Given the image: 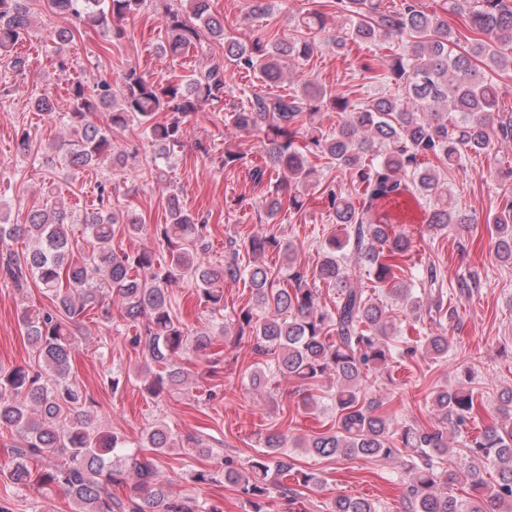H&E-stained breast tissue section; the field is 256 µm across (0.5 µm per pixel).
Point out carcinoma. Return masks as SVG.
<instances>
[{
    "label": "carcinoma",
    "mask_w": 512,
    "mask_h": 512,
    "mask_svg": "<svg viewBox=\"0 0 512 512\" xmlns=\"http://www.w3.org/2000/svg\"><path fill=\"white\" fill-rule=\"evenodd\" d=\"M35 0H0V51L18 74L27 59L12 50L26 40L33 26ZM146 0H47L48 8L80 20L102 23L112 17L110 32L119 41L128 35L122 23L135 17ZM165 6L161 52L178 61L199 43L200 30L224 42V56H215L186 75L151 80L131 67L119 89L100 81L87 91L73 82L71 112H55L50 97L36 100L39 112L56 115L68 139L36 156L49 166L62 163L73 170L100 164L126 172L129 156L114 152L112 131L138 127L154 146V166L167 163L182 147L188 119L204 106L224 101L227 67L240 73L259 72L269 86L284 79L285 62L307 60L314 52L313 35L324 32L325 14H299L300 35L284 38L259 27L249 43L224 36L223 23L209 13L208 0H179ZM345 20L346 32L336 37V49L347 43L387 40L396 50L376 71L364 70L388 88L363 100L335 95L311 81L288 95L251 91L247 105L230 111L232 126L264 134L266 159L249 171L250 180L269 184L262 206L268 223H276L283 205L300 212L306 191L316 189L325 200L339 234L321 244L313 272L296 262L293 243L276 233L230 238L229 259L219 265L206 261L210 227L204 217L183 209L179 196L167 198L170 223L158 224L154 235L168 260L143 248L133 253L112 247V225L126 224L140 235L145 225L134 212H112V178L97 184L98 207L73 218L57 201L32 207L22 224H8L0 208V239L17 236L25 250L6 256L3 266L16 283L38 281L54 310L33 307L23 312L26 334L38 357V368L0 369V427L15 433L9 462L0 467L18 487L54 486L71 498L76 512H222L217 506L169 490L160 479L157 460L129 449L125 439L95 426L88 398L71 378V337L78 317L102 308L106 319L117 309L115 330L133 329L132 343L142 348L145 390L159 397L167 386L189 379L186 355L211 344L205 333L189 335L172 313L169 288L178 279H195L199 295L213 315L224 316L222 283L243 281L257 307L271 312L258 318L255 309L233 311L235 342L251 347L260 358L251 385L262 389L272 375L297 378L315 385L332 380L327 398L336 411V424L300 447L325 458L398 459L400 482L406 486V512H512V388L500 394L502 419L470 432L473 414L484 406L481 393L459 381L454 387L431 392L440 425L430 430L391 427L378 413L382 402L365 394L363 382L373 370L390 361L427 357L448 359L450 340L444 334L407 339L393 345L397 318L388 306L363 288L351 285L345 262L353 256L368 273L372 289H386L399 300L404 318L418 322H456L457 307L448 299L469 298L479 288L470 274L445 286L436 268L412 261L414 238L399 227L408 204H428L426 224L439 235L450 224H473L474 216L452 203L444 172L463 167L469 154L490 155L512 142V113L500 112L497 85L488 72L512 63V0H448V12L465 18L471 36L455 37L448 20L428 12L417 0H402L391 10L384 0H332ZM272 0H249L248 18L259 21ZM338 114L336 127L325 133L315 117L321 110ZM109 113L99 126L88 115ZM166 114L159 120L160 114ZM322 159L348 175L349 188L316 178ZM80 222L90 249L74 244L69 225ZM495 230L498 258L512 262V192L503 195L500 211L488 219ZM249 261H238L240 250ZM283 257L280 278L272 275L266 255ZM313 277L336 291L334 309L320 303ZM158 370H153V367ZM463 438L472 465L457 472L448 449V429ZM146 447L165 455L177 447L172 431L157 425L144 437ZM264 449L239 467L224 460V480L240 486L250 512H264V500L277 497L292 504L296 484L316 485L314 473L295 471L286 437L270 431ZM496 478L485 479L486 467ZM463 481L470 496L461 498L452 483ZM126 484L131 494L120 497L112 486ZM330 512H380L373 501L336 495Z\"/></svg>",
    "instance_id": "carcinoma-1"
}]
</instances>
